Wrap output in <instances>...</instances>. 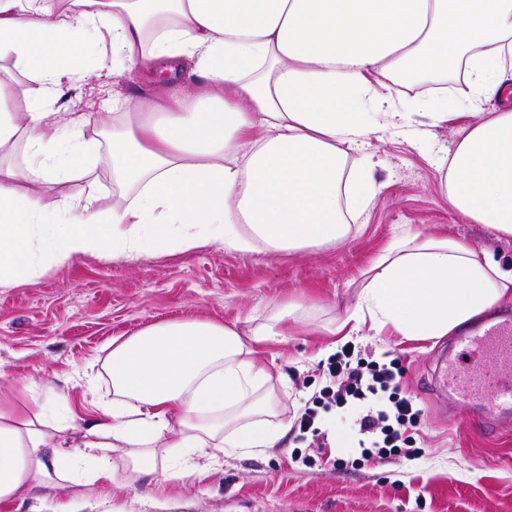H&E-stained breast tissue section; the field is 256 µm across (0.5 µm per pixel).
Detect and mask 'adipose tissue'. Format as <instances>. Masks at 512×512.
Instances as JSON below:
<instances>
[{
	"label": "adipose tissue",
	"instance_id": "obj_1",
	"mask_svg": "<svg viewBox=\"0 0 512 512\" xmlns=\"http://www.w3.org/2000/svg\"><path fill=\"white\" fill-rule=\"evenodd\" d=\"M112 9L57 11L54 0H0V54L34 72L49 97L79 78L107 34L112 60L167 73L157 106L112 130V173L140 185L136 202L103 217L96 186L47 202L24 177L0 171V288L44 259L89 251L151 256L174 246L285 251L343 240L341 202L365 208L369 164L346 166L372 132V108L399 74L430 83L464 69L474 100L501 95L512 76V0H112ZM0 148L24 138L50 179L73 174L87 145L33 101L5 107ZM447 199L471 222L512 238V110L475 123L441 162ZM165 223H158V215ZM112 226L99 235L100 223ZM512 298V269L450 238L407 235L371 265L349 321L433 338ZM250 337L206 320L153 326L113 341L112 402L103 421L62 422L61 394L25 411L0 388V499L35 487L100 479L157 483L199 476L190 459L255 453L287 430Z\"/></svg>",
	"mask_w": 512,
	"mask_h": 512
}]
</instances>
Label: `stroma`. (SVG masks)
<instances>
[{
	"instance_id": "35a3bbf8",
	"label": "stroma",
	"mask_w": 512,
	"mask_h": 512,
	"mask_svg": "<svg viewBox=\"0 0 512 512\" xmlns=\"http://www.w3.org/2000/svg\"><path fill=\"white\" fill-rule=\"evenodd\" d=\"M84 67L86 76L57 101L45 98L41 83L13 57H0V80L8 82L16 114L40 99L46 111L84 119L98 207L108 213L137 193L112 179L106 114L116 100L146 108L164 87L158 80L143 83L136 71L113 73L93 57ZM456 109V117L436 125L428 114H412L400 134L388 117L375 116V132L350 156H374L372 179L381 190L351 218L342 242L291 251L260 244L249 252L210 245L133 258L87 253L65 263L44 261L13 287L0 288V385L13 388L31 411L43 403L45 390L64 392L79 419L98 415L112 400L105 360L113 338L192 318L246 336L281 306L300 305L282 321L281 335L257 347L279 418L290 425L275 447L211 461L195 457V465L209 469L201 482L162 491L145 478L38 490L25 499H0V512H58L66 504L73 512H512V423L495 437H475L467 429L470 410L436 395L452 336L409 339L367 325L349 335L339 328L356 306L364 272L402 233L466 240L512 267V239L464 218L446 197L440 160L475 122L465 96H457ZM0 167L25 176L49 201L85 188L79 178L55 182L33 173L21 142L0 152ZM348 342L365 357L400 359L401 384L422 411L417 455L340 469L331 462L335 448L316 447L293 428L322 386L323 362ZM296 450L314 466L294 461Z\"/></svg>"
}]
</instances>
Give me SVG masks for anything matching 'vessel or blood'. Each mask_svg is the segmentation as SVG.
<instances>
[{"label": "vessel or blood", "mask_w": 512, "mask_h": 512, "mask_svg": "<svg viewBox=\"0 0 512 512\" xmlns=\"http://www.w3.org/2000/svg\"><path fill=\"white\" fill-rule=\"evenodd\" d=\"M444 381L449 396L476 404L470 432L491 434L498 426L492 413L512 415V318H495L488 326L456 336Z\"/></svg>", "instance_id": "vessel-or-blood-1"}]
</instances>
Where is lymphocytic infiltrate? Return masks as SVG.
<instances>
[{"label":"lymphocytic infiltrate","mask_w":512,"mask_h":512,"mask_svg":"<svg viewBox=\"0 0 512 512\" xmlns=\"http://www.w3.org/2000/svg\"><path fill=\"white\" fill-rule=\"evenodd\" d=\"M324 383L312 403L299 413L301 433L321 437L320 408L356 412L360 463L409 456L410 430L420 425L421 411L412 394L403 391L399 359L365 361L348 343L322 368Z\"/></svg>","instance_id":"obj_1"}]
</instances>
